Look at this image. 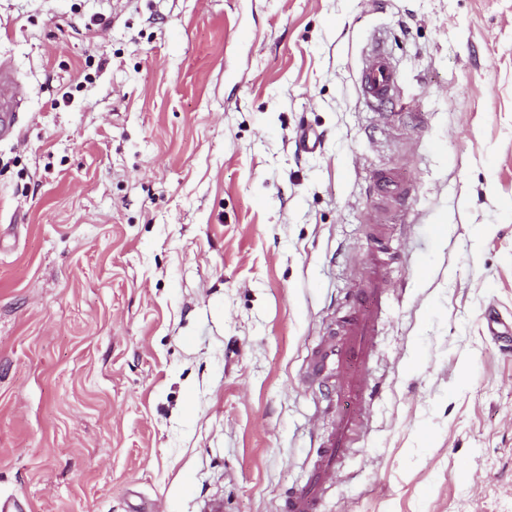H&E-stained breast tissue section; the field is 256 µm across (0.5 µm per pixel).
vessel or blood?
Segmentation results:
<instances>
[{"label": "vessel or blood", "instance_id": "1", "mask_svg": "<svg viewBox=\"0 0 512 512\" xmlns=\"http://www.w3.org/2000/svg\"><path fill=\"white\" fill-rule=\"evenodd\" d=\"M365 101L374 107L391 102L397 93L399 76L382 40H375L366 54L359 74ZM19 91L8 70L0 71V136L17 137L14 106ZM386 285L378 271L356 280L349 296L355 305L352 315L343 318L314 348L308 360L305 379L314 384L335 381L336 393L347 396L353 405L340 410L330 403V430L318 448L307 481L286 497L283 512H320L323 497L331 486L338 463L352 447L367 424L364 414L370 388L368 366L374 352Z\"/></svg>", "mask_w": 512, "mask_h": 512}]
</instances>
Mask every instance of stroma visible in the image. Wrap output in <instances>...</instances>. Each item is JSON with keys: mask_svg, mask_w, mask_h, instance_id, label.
<instances>
[{"mask_svg": "<svg viewBox=\"0 0 512 512\" xmlns=\"http://www.w3.org/2000/svg\"><path fill=\"white\" fill-rule=\"evenodd\" d=\"M1 63L0 494L279 512L329 426L307 357L379 235L378 392L324 512H512L485 331L512 318V0H0ZM359 82L364 100L371 106L380 107L396 96L398 71L380 38L375 39L363 60ZM19 91L6 68L0 72V136L3 138H17L16 114L14 105L17 103Z\"/></svg>", "mask_w": 512, "mask_h": 512, "instance_id": "35a3bbf8", "label": "stroma"}]
</instances>
